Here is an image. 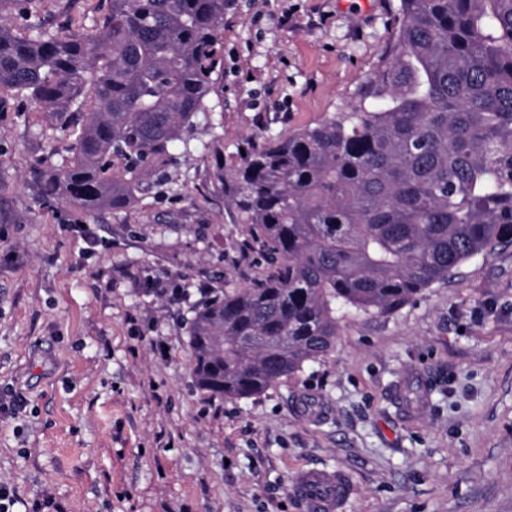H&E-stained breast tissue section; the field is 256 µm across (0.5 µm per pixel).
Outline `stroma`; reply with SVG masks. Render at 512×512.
<instances>
[{
	"label": "stroma",
	"instance_id": "obj_1",
	"mask_svg": "<svg viewBox=\"0 0 512 512\" xmlns=\"http://www.w3.org/2000/svg\"><path fill=\"white\" fill-rule=\"evenodd\" d=\"M398 5L236 0L221 91L169 191L123 210L40 206L39 169L68 163L79 130L0 106V396L26 400L0 413L15 512H309L311 470L348 480L341 512H512V243L395 314L337 309L331 354L260 396H210L190 369L195 312L264 273L216 160L343 110ZM418 376L409 412L392 389Z\"/></svg>",
	"mask_w": 512,
	"mask_h": 512
}]
</instances>
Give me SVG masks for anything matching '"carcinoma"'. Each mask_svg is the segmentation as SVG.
<instances>
[{"mask_svg": "<svg viewBox=\"0 0 512 512\" xmlns=\"http://www.w3.org/2000/svg\"><path fill=\"white\" fill-rule=\"evenodd\" d=\"M234 0H112L56 31L0 0V93L59 129L71 159L40 204L125 209L169 179L223 72ZM214 178L265 266L190 322L202 391L260 395L334 349L336 308L390 315L512 241V0H400L342 112L245 149Z\"/></svg>", "mask_w": 512, "mask_h": 512, "instance_id": "carcinoma-1", "label": "carcinoma"}]
</instances>
